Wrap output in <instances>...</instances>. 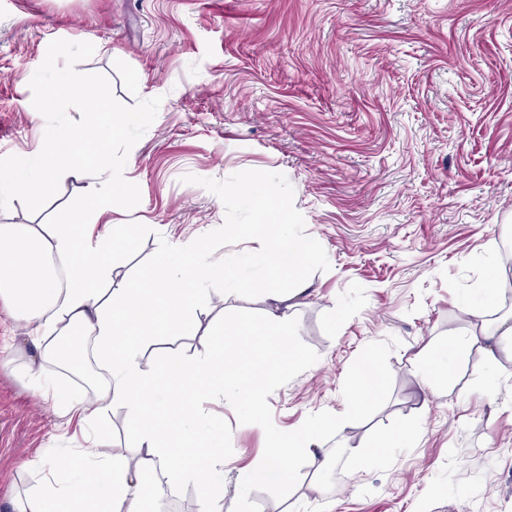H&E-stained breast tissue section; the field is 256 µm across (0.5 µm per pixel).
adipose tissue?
<instances>
[{
	"label": "adipose tissue",
	"instance_id": "ef3b65f1",
	"mask_svg": "<svg viewBox=\"0 0 512 512\" xmlns=\"http://www.w3.org/2000/svg\"><path fill=\"white\" fill-rule=\"evenodd\" d=\"M122 189L118 180L106 191L88 184L78 213L66 223L0 224V305L23 321L38 352L25 367L35 388L43 386L46 365L64 361L59 337L69 327H79L92 337L94 357L109 378L91 396L70 403L67 415L89 422L122 406L136 422L133 456L115 457L92 435L80 449L73 473L48 459L36 462L37 486L25 495L18 512H146L148 494H163L162 488L147 486L151 474L161 469L170 481L198 482V512H240L224 504V443L200 428L198 397L214 394L221 384L248 396L276 384L287 369L301 363L294 325L281 305L307 290L306 273L319 254L310 239L296 235L284 209L268 205L258 177H244L236 191L257 220L245 225L243 233L264 241L254 260L281 285L266 295L263 322L238 327L232 344H225L223 336L211 337L202 358L168 350L150 373L142 360L157 320H164L166 335H199L213 304L208 284L221 282L228 292L240 293L249 283L224 262L209 260L203 245L184 242L169 244L145 279L120 278L112 255L124 248L130 234L125 228L112 230L100 218ZM499 290L497 279L488 278L479 290L481 305L470 309L477 322L466 344L489 356L496 340L512 341V315L492 325L482 320ZM228 352L238 360L253 359L244 379L225 375ZM300 457L313 473L323 470L324 461L309 439L294 433L278 438L263 461L238 475L239 495L258 484L286 483L290 461Z\"/></svg>",
	"mask_w": 512,
	"mask_h": 512
}]
</instances>
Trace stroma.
<instances>
[{"mask_svg":"<svg viewBox=\"0 0 512 512\" xmlns=\"http://www.w3.org/2000/svg\"><path fill=\"white\" fill-rule=\"evenodd\" d=\"M56 39L92 43L77 71L107 76L123 104L163 99L124 171L140 203L106 215L135 237L114 254L126 279L169 241H197L251 283L205 325L259 321L280 282L242 257L259 248L235 233L255 219L233 192L246 171L317 245L290 310L302 363L251 400L200 402L224 436L226 498L277 437L312 431L329 470L297 464L287 485L254 486L243 512H512V355L468 349L427 393L417 359L465 336L485 277L512 284V0H0V157L44 135L29 82ZM90 181L36 214L13 201L0 224L65 221ZM34 353L22 335L0 351V512L28 493L39 454L66 461L82 444L59 405L88 378L47 367L57 400L45 401L24 369ZM367 362L379 390L358 402ZM92 426L134 453L126 408Z\"/></svg>","mask_w":512,"mask_h":512,"instance_id":"35a3bbf8","label":"stroma"}]
</instances>
